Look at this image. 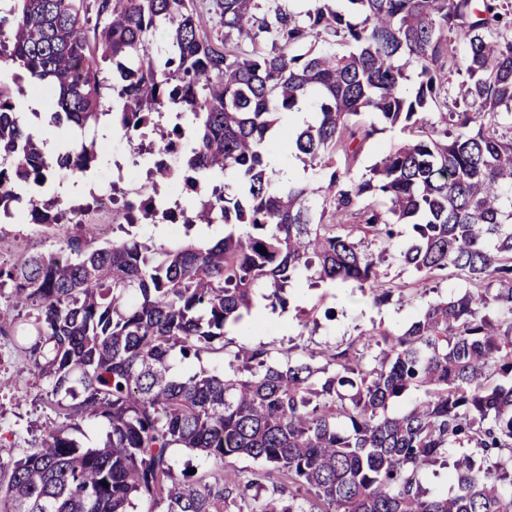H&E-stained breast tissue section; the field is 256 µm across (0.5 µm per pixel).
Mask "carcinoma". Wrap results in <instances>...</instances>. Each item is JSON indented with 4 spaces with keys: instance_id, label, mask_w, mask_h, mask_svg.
Returning <instances> with one entry per match:
<instances>
[{
    "instance_id": "carcinoma-1",
    "label": "carcinoma",
    "mask_w": 512,
    "mask_h": 512,
    "mask_svg": "<svg viewBox=\"0 0 512 512\" xmlns=\"http://www.w3.org/2000/svg\"><path fill=\"white\" fill-rule=\"evenodd\" d=\"M213 5L217 39L194 0H0V61L56 100V123H98L110 91L124 134L166 111V128L185 135L182 171L204 184L229 177L192 212L195 224L224 225L208 247L149 246L128 229L98 245L71 220L55 250L0 263L12 294L0 335L48 381L47 404L64 419L22 456L0 455V512H512V10L499 0ZM313 39L328 48H305ZM338 41L351 50H331ZM462 72L464 109L450 112L449 77ZM307 108L304 126L282 123ZM366 113L413 137L358 181L351 167L377 132ZM276 134L328 178L274 181L264 145ZM41 153L0 82V160L13 162L0 167V204L3 175L19 187L50 176L51 161L30 166ZM62 156L98 161L93 141ZM402 224L414 241L399 257L419 284L452 270L464 292L428 302L401 334L372 328L318 362L292 348L278 364L264 348L225 360V326L258 296L285 306L306 273L387 300L370 246L392 249ZM19 304L30 314L12 315ZM175 350L218 367L176 376ZM410 390L421 400L389 414ZM98 421L103 446L71 437ZM176 448L210 468L177 477ZM232 456L272 467L282 489L260 495L267 472L225 467ZM438 463L448 491L432 494L419 475Z\"/></svg>"
}]
</instances>
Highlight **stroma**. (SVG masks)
<instances>
[{"instance_id":"stroma-1","label":"stroma","mask_w":512,"mask_h":512,"mask_svg":"<svg viewBox=\"0 0 512 512\" xmlns=\"http://www.w3.org/2000/svg\"><path fill=\"white\" fill-rule=\"evenodd\" d=\"M56 187L61 188L64 204L88 206V220L102 222L101 239H112L107 222L112 217L111 204L92 206L91 196L79 193L65 172L54 171ZM0 240L6 248L0 251V260L11 261L16 249L47 253L54 241L29 224H1ZM289 305L265 306V326L256 335L227 325L229 343L227 353L238 349H253L264 345L272 350L291 346L305 351L320 352L337 346L344 347L356 341L364 331L377 327L395 333L403 332L421 312L428 297L417 294L411 300L390 298L375 302L369 289L357 284L337 285L331 282L309 286L307 281L289 289ZM12 378L10 386L0 388V450L20 453L36 446L46 429L58 424L59 418L45 403L47 384L26 365L25 355L14 341L0 336V377Z\"/></svg>"}]
</instances>
